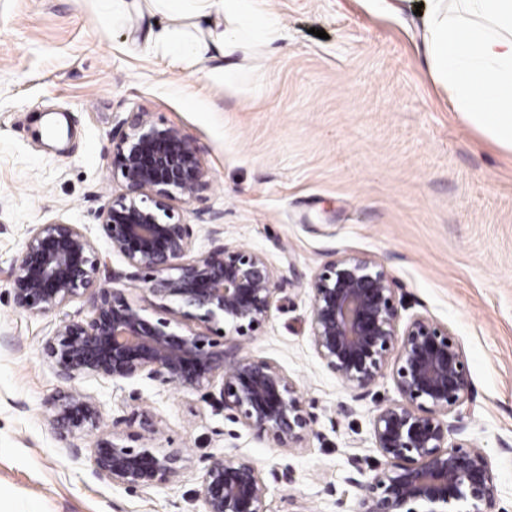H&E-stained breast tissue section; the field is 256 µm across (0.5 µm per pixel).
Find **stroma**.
I'll return each mask as SVG.
<instances>
[{
	"mask_svg": "<svg viewBox=\"0 0 512 512\" xmlns=\"http://www.w3.org/2000/svg\"><path fill=\"white\" fill-rule=\"evenodd\" d=\"M125 2L116 22L110 0H0V335L13 340L0 346V512H204L199 471L224 453L291 468V490L271 486L268 512L353 504L347 460L380 463L375 404L398 393L386 378L375 400L336 411L348 393L310 344L303 288L336 252L383 261L408 313L458 336L476 391L465 436L489 455L512 512V155L454 112L423 64L412 0L396 11L269 0L283 37L242 45L231 84L208 63L172 65L149 41L154 16ZM132 111L181 128L209 171V189L178 206L196 252L219 212L225 240L265 253L283 278L246 351L284 370L317 416L305 447L285 452L228 420L212 389L82 379L105 422L145 413L163 425L158 447L187 449L180 477L144 492L96 478L95 436L76 458L44 419L61 383L42 345L59 316L16 309L3 275L28 229L56 220L83 225L125 270L92 214L118 190L112 129Z\"/></svg>",
	"mask_w": 512,
	"mask_h": 512,
	"instance_id": "obj_1",
	"label": "stroma"
}]
</instances>
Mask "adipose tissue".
I'll use <instances>...</instances> for the list:
<instances>
[{
    "instance_id": "adipose-tissue-1",
    "label": "adipose tissue",
    "mask_w": 512,
    "mask_h": 512,
    "mask_svg": "<svg viewBox=\"0 0 512 512\" xmlns=\"http://www.w3.org/2000/svg\"><path fill=\"white\" fill-rule=\"evenodd\" d=\"M463 13H448L447 0H424L423 56L448 92L455 112L497 147L512 152V0H461ZM168 18L153 43L177 61H217L215 77L232 80L229 59L250 39H281L267 0H141Z\"/></svg>"
}]
</instances>
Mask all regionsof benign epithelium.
<instances>
[{"mask_svg": "<svg viewBox=\"0 0 512 512\" xmlns=\"http://www.w3.org/2000/svg\"><path fill=\"white\" fill-rule=\"evenodd\" d=\"M112 142L120 191L94 217L127 270L110 269L82 225L53 221L30 229L6 272L14 306L32 316L94 291L92 316L61 321L43 343L63 383L43 417L70 438L75 457L87 436L99 434L93 475L126 489L176 479L187 450L153 446L162 427L147 417L139 446L102 434L100 405L78 387L86 377H145L180 389L218 379L217 403L256 439L282 451L304 447L313 416L296 383L274 362L244 353V341L271 316L277 271L262 252L226 242L219 213L210 216V248L194 252L193 225L175 203L198 197L210 179L181 129L130 112ZM135 282L153 298L155 319L127 299ZM306 288L311 346L350 393L338 412L351 414L352 403L387 376L399 395L375 406L372 434L383 463L367 476L361 458L348 459L354 512H499L489 456L465 438L475 389L458 338L426 314L403 318L404 288L373 257L336 253ZM270 478L294 483L287 467L266 473L250 457L212 456L195 496L204 512H267Z\"/></svg>", "mask_w": 512, "mask_h": 512, "instance_id": "obj_1", "label": "benign epithelium"}]
</instances>
